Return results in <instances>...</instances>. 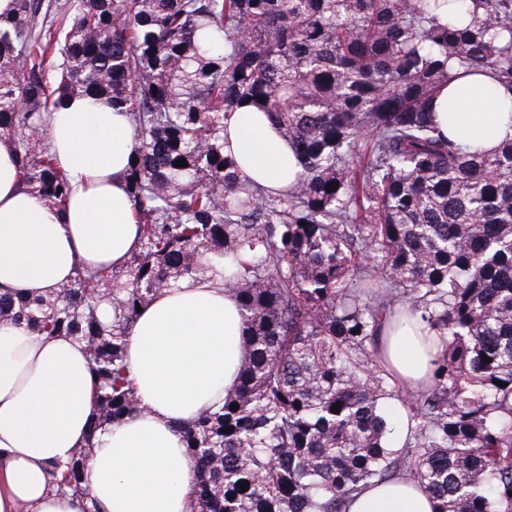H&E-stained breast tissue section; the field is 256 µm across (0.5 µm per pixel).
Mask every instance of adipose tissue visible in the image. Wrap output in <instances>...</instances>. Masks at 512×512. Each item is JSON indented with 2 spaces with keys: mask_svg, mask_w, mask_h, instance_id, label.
I'll return each instance as SVG.
<instances>
[{
  "mask_svg": "<svg viewBox=\"0 0 512 512\" xmlns=\"http://www.w3.org/2000/svg\"><path fill=\"white\" fill-rule=\"evenodd\" d=\"M449 136L491 152L512 141V95L487 73L450 83L433 103ZM244 173L273 187L296 170L294 153L263 113H227ZM47 137L72 192L61 210L23 189L13 147L0 139V288L42 294L80 267L123 266L139 229L125 175L133 150L125 113L70 100L51 113ZM243 320L221 265L158 293L126 336L130 379L141 411L90 438L95 383L83 343L0 326V512H187L195 474L179 423L222 404L237 384ZM381 351L406 381L427 377L430 352L418 322L384 328ZM93 441L84 479L89 498L52 490L47 466ZM423 492L400 481L363 491L349 512H431Z\"/></svg>",
  "mask_w": 512,
  "mask_h": 512,
  "instance_id": "ef3b65f1",
  "label": "adipose tissue"
}]
</instances>
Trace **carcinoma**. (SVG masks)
I'll return each instance as SVG.
<instances>
[{
	"mask_svg": "<svg viewBox=\"0 0 512 512\" xmlns=\"http://www.w3.org/2000/svg\"><path fill=\"white\" fill-rule=\"evenodd\" d=\"M459 70L512 91V0H15L0 15V139L23 187L63 206L47 114L109 101L134 131L139 245L121 273L0 292V325L84 343L103 431L140 411L136 306L219 258L245 357L224 406L179 427L190 512H348L399 476L433 512H512V141L470 152L433 124ZM243 103L293 148L287 187L254 185L226 152L224 113ZM399 306L443 346L416 391L378 354ZM398 394L395 446L382 406ZM93 447L48 466L56 492L86 494Z\"/></svg>",
	"mask_w": 512,
	"mask_h": 512,
	"instance_id": "carcinoma-1",
	"label": "carcinoma"
}]
</instances>
